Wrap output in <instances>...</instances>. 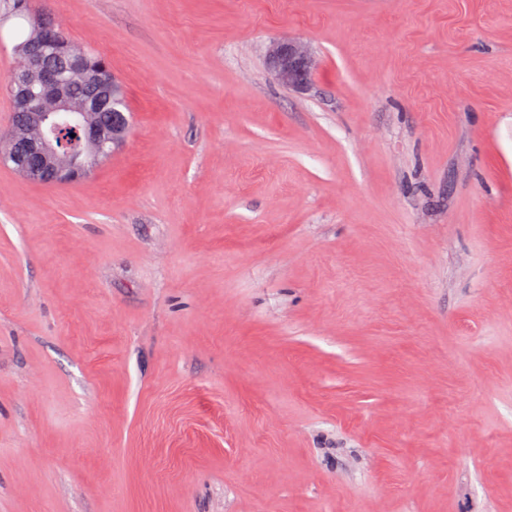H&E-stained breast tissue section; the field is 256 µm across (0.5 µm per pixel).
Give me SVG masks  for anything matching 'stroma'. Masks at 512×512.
Masks as SVG:
<instances>
[{
    "label": "stroma",
    "mask_w": 512,
    "mask_h": 512,
    "mask_svg": "<svg viewBox=\"0 0 512 512\" xmlns=\"http://www.w3.org/2000/svg\"><path fill=\"white\" fill-rule=\"evenodd\" d=\"M29 2L131 125L0 164V512H512V0ZM268 62L279 82L299 90L307 88V76L317 65L306 42L290 39L276 41L270 46Z\"/></svg>",
    "instance_id": "35a3bbf8"
}]
</instances>
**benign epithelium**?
I'll return each instance as SVG.
<instances>
[{"instance_id":"obj_1","label":"benign epithelium","mask_w":512,"mask_h":512,"mask_svg":"<svg viewBox=\"0 0 512 512\" xmlns=\"http://www.w3.org/2000/svg\"><path fill=\"white\" fill-rule=\"evenodd\" d=\"M58 42L54 27L41 22L34 24L32 43L37 52L29 56L28 84L16 85L12 90L15 110L29 116L26 130L28 155L21 157L11 152L5 156L0 153V162L11 163L15 171L37 183L88 174L91 171L89 157L98 155L107 142L123 144L128 128L126 124L115 126L111 136L106 138L95 128L85 130L83 150L76 157L58 150L49 127L55 121L68 119L72 112L94 111L105 89L99 74L89 71L82 60L76 59L71 72L94 85L96 94L90 100L73 101L68 93V82L51 65V56L47 53L48 49L56 48ZM268 62L279 82L299 90L307 88V76L317 65L307 43L290 39L276 41L270 46Z\"/></svg>"}]
</instances>
